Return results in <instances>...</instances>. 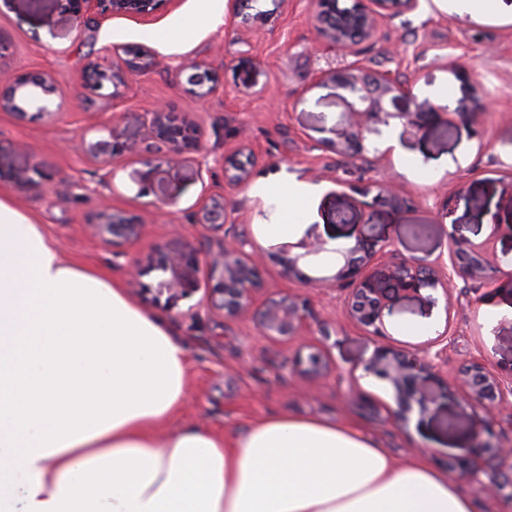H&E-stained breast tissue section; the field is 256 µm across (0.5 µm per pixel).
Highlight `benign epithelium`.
<instances>
[{
  "instance_id": "benign-epithelium-1",
  "label": "benign epithelium",
  "mask_w": 512,
  "mask_h": 512,
  "mask_svg": "<svg viewBox=\"0 0 512 512\" xmlns=\"http://www.w3.org/2000/svg\"><path fill=\"white\" fill-rule=\"evenodd\" d=\"M77 22L87 27H97L109 18L121 16L139 24H149L163 3L175 0H66ZM403 5H416V0H352L348 7H340L339 0H316L315 39L327 41L351 52L353 46L371 39L376 31L382 12H394ZM112 67L92 66L87 69L83 82L93 92H100L106 85L116 88L123 82L124 66L138 73L154 70L158 60L152 49L140 47H112ZM191 70L188 80L199 87L197 96L206 100L223 86L218 76L200 70V64L187 65ZM318 82L331 81L348 92L346 123L343 129L334 130L335 137L323 139L336 154L351 165L370 164L381 159L385 152L377 146L383 128L394 121L419 129L443 118L461 116L486 108L479 99L470 103L460 102L455 108L435 105L427 99L420 100L413 87L389 75L373 74L359 62L345 67L321 72ZM41 91L31 96L29 90ZM59 92L57 80L51 76H21L6 88H0V111L24 112L26 100L37 105V110L49 117L55 115L49 97ZM405 99L413 109L392 112L388 105ZM143 144L139 145L109 131L108 138L95 142L80 137L75 147L81 149L104 166L126 154L141 156L143 170L139 174L140 195H152L155 200L171 206L176 203L184 180L186 168H194L197 177H203L204 166L200 160L203 151L201 129L196 120L174 111L167 103L156 105L146 113ZM251 177L250 166L241 163L235 152L224 159V179L232 186H244ZM6 178L19 187H28L41 181L54 183L55 176L45 170L18 167L0 155V179ZM374 200L398 207L401 199L390 181L384 179L375 184ZM227 208L224 202L212 199L203 203L195 214V224L203 229L219 233L224 231ZM94 234L105 244L119 248L138 239L144 224L135 216L112 211L104 205L94 216ZM452 248L448 266L423 267L405 262L391 273L389 283L410 290L426 283L441 287L448 292L452 276L487 287L494 281L495 266L487 248L464 238L451 236ZM288 275L304 284L349 286L344 308L348 317L372 336L386 335L385 317L388 293L385 285L373 287L367 280V269L375 253L361 240L352 244H334L320 238L302 239L297 243L275 246ZM329 254L334 259L336 272L330 276L309 277L301 264ZM260 253L246 254L237 242L219 245L218 250H203L191 241H185L161 254L150 262V270L157 272L153 288V302H165L175 307L178 302L198 289L196 273L200 266L207 267L210 288L206 289L207 308L225 318H250L259 332L273 340L298 339L309 329V311L297 295L271 294L257 297V281ZM308 353L297 355L293 367L304 379H315L326 373L329 363L324 350L312 344L305 345ZM442 351H395L380 346L363 365L366 376L386 381L393 390L395 408L391 416L408 425L414 407L427 409L422 394L421 379L442 368ZM448 394L461 395L470 405L481 407L491 417L504 410H512V369L503 375L481 362H473L451 377ZM512 471V448H502L488 438L478 444V452L470 461H458L450 465V473L458 478L478 482L486 473L485 465Z\"/></svg>"
}]
</instances>
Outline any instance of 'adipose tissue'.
Returning <instances> with one entry per match:
<instances>
[{
  "instance_id": "1",
  "label": "adipose tissue",
  "mask_w": 512,
  "mask_h": 512,
  "mask_svg": "<svg viewBox=\"0 0 512 512\" xmlns=\"http://www.w3.org/2000/svg\"><path fill=\"white\" fill-rule=\"evenodd\" d=\"M188 380L163 317L0 198V512H476L348 426H177Z\"/></svg>"
}]
</instances>
